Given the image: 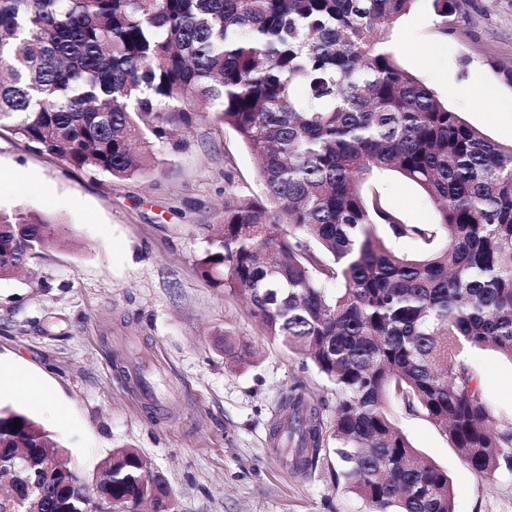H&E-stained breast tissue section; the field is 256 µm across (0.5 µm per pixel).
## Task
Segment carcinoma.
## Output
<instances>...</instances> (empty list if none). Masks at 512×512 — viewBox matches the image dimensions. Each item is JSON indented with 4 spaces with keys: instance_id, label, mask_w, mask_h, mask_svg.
I'll return each instance as SVG.
<instances>
[{
    "instance_id": "cac0c4a2",
    "label": "carcinoma",
    "mask_w": 512,
    "mask_h": 512,
    "mask_svg": "<svg viewBox=\"0 0 512 512\" xmlns=\"http://www.w3.org/2000/svg\"><path fill=\"white\" fill-rule=\"evenodd\" d=\"M418 0H0V127L34 148L118 179L157 168L155 146L189 129L199 103L256 160L257 189L225 176L224 206L198 260L241 296L261 335L332 386L331 418L293 382L283 425L298 472L334 444L336 480L367 512H454L448 474L391 413L401 402L489 477L512 472V420L489 401L468 353L512 361V146L501 145L402 68L388 44ZM446 35L455 0H430ZM393 171L438 212L411 224L368 188ZM61 224L0 210V278L64 238ZM408 239L413 254L393 243ZM224 357L249 347L226 323ZM20 419L13 426L14 419ZM19 448L58 458L49 432L0 408V477ZM89 486L72 467L31 471L0 512H87L103 495L139 512L169 487L135 448Z\"/></svg>"
}]
</instances>
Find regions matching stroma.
Returning a JSON list of instances; mask_svg holds the SVG:
<instances>
[{
	"mask_svg": "<svg viewBox=\"0 0 512 512\" xmlns=\"http://www.w3.org/2000/svg\"><path fill=\"white\" fill-rule=\"evenodd\" d=\"M440 34L427 0L390 33L399 64L491 139L512 143V0H456ZM145 180L91 174L37 152L0 128V209L65 225L61 243L28 270L0 278V360L35 377L45 397L0 394L64 449L87 481L122 447L164 475L171 512H366L336 483L334 453L291 471L269 444L295 380L316 401L334 394L312 366L260 335L243 301L201 277L208 225L224 177L254 183L251 153L201 114L181 147L158 144ZM405 221L432 224L435 206L387 171L373 181ZM232 324L252 347L226 362L213 332ZM486 397L512 416V361L472 352ZM413 446L445 470L454 512H512V472L474 473L425 415L393 405Z\"/></svg>",
	"mask_w": 512,
	"mask_h": 512,
	"instance_id": "1",
	"label": "stroma"
}]
</instances>
